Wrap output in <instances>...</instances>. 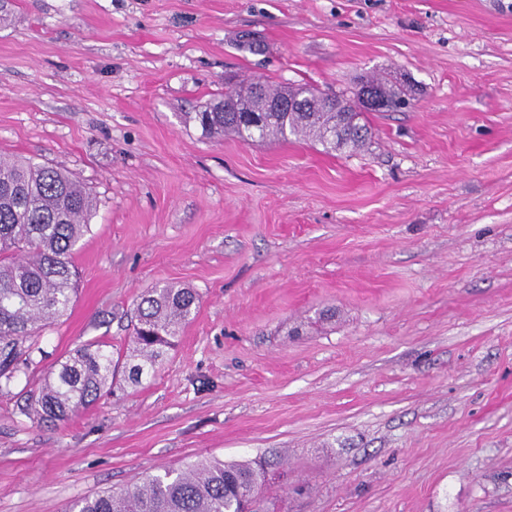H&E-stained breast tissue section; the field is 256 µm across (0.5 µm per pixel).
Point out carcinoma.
Segmentation results:
<instances>
[{
    "mask_svg": "<svg viewBox=\"0 0 512 512\" xmlns=\"http://www.w3.org/2000/svg\"><path fill=\"white\" fill-rule=\"evenodd\" d=\"M369 90L379 101L365 105ZM299 99L308 111L276 110L271 103ZM402 86L370 77L345 92L304 83L273 87L262 75L224 84V94L195 113L210 136L249 142L309 139L327 152L352 156L372 138L367 112L410 106ZM259 115L251 127L244 112ZM96 202L76 180L33 161L0 158V391L43 353L41 333L65 316L77 296L73 264L79 242L90 231ZM198 295L190 288L164 284L146 289L136 304V323L126 352L90 341L58 360L44 375L34 411L60 426L93 406L111 390L118 375L139 385L175 347L191 320ZM265 461L205 459L162 475L145 477L123 490H104L73 501L64 512H253V497L264 486Z\"/></svg>",
    "mask_w": 512,
    "mask_h": 512,
    "instance_id": "cac0c4a2",
    "label": "carcinoma"
}]
</instances>
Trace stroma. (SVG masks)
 I'll list each match as a JSON object with an SVG mask.
<instances>
[{
	"label": "stroma",
	"instance_id": "stroma-1",
	"mask_svg": "<svg viewBox=\"0 0 512 512\" xmlns=\"http://www.w3.org/2000/svg\"><path fill=\"white\" fill-rule=\"evenodd\" d=\"M0 157L96 198L74 306L0 394V512H63L202 458L283 453L274 512H512V0H9ZM410 87L368 151L204 136L232 76ZM176 282L152 377L20 411Z\"/></svg>",
	"mask_w": 512,
	"mask_h": 512
}]
</instances>
